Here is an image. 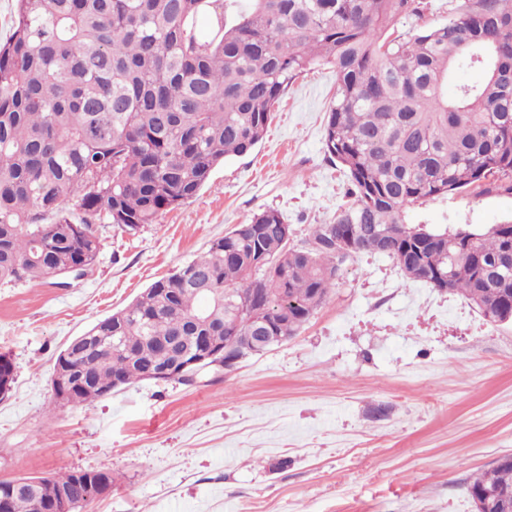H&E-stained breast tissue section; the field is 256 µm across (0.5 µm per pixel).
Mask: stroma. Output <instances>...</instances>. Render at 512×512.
Segmentation results:
<instances>
[{
    "instance_id": "stroma-1",
    "label": "stroma",
    "mask_w": 512,
    "mask_h": 512,
    "mask_svg": "<svg viewBox=\"0 0 512 512\" xmlns=\"http://www.w3.org/2000/svg\"><path fill=\"white\" fill-rule=\"evenodd\" d=\"M331 65L302 73L267 131L191 199L134 232L103 224L93 269L68 288L0 283V480L104 469L83 512H474L467 483L512 455V323L406 280L389 258H347L296 336L187 387L144 380L90 405L55 402L69 342L262 210L300 246L348 205L323 133ZM512 218V193L470 187L406 209L433 231Z\"/></svg>"
}]
</instances>
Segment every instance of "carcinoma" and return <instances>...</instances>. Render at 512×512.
Instances as JSON below:
<instances>
[{
    "mask_svg": "<svg viewBox=\"0 0 512 512\" xmlns=\"http://www.w3.org/2000/svg\"><path fill=\"white\" fill-rule=\"evenodd\" d=\"M421 0H251L224 24V0H17L0 42V283L50 284L93 266L96 224L136 231L193 198L212 171L250 151L289 84L336 70L325 154L353 202L306 245L289 246L274 209L215 240L67 346L91 404L174 361L171 336H251L230 302L245 288L293 336L336 287L348 255L379 254L412 281L459 294L495 322L512 314V220L487 233L404 223L427 199L512 177V0H454L448 21L405 37ZM208 20L202 30L199 19ZM478 69V83L448 81ZM14 367L0 355V383ZM77 510L112 490L102 470L29 477L15 512H46L41 485ZM512 489V455L468 484Z\"/></svg>",
    "mask_w": 512,
    "mask_h": 512,
    "instance_id": "cac0c4a2",
    "label": "carcinoma"
}]
</instances>
